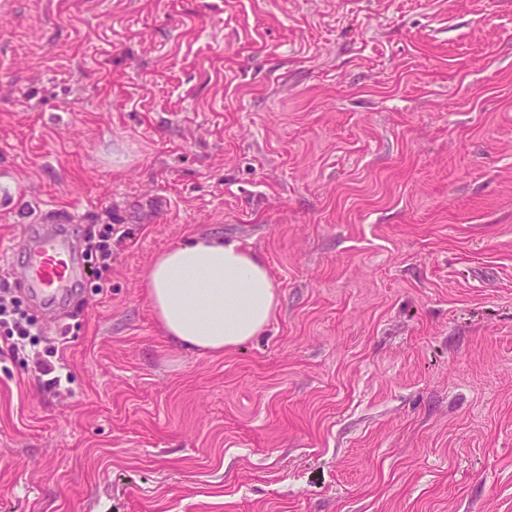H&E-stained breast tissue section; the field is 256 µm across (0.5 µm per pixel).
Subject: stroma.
I'll use <instances>...</instances> for the list:
<instances>
[{
  "label": "stroma",
  "mask_w": 512,
  "mask_h": 512,
  "mask_svg": "<svg viewBox=\"0 0 512 512\" xmlns=\"http://www.w3.org/2000/svg\"><path fill=\"white\" fill-rule=\"evenodd\" d=\"M114 225L0 354V512H512V0H0V244ZM278 281L222 355L144 289L191 236ZM106 234L98 236L96 241L90 244V258H93L92 268L108 269L112 264V225Z\"/></svg>",
  "instance_id": "1"
}]
</instances>
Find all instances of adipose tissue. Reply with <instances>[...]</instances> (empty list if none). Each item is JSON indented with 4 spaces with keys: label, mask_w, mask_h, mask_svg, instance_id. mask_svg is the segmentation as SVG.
<instances>
[{
    "label": "adipose tissue",
    "mask_w": 512,
    "mask_h": 512,
    "mask_svg": "<svg viewBox=\"0 0 512 512\" xmlns=\"http://www.w3.org/2000/svg\"><path fill=\"white\" fill-rule=\"evenodd\" d=\"M144 287L166 336L204 353L238 349L274 319L278 285L264 260L236 240L199 234L160 253Z\"/></svg>",
    "instance_id": "obj_1"
}]
</instances>
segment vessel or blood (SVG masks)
<instances>
[{"label": "vessel or blood", "mask_w": 512, "mask_h": 512, "mask_svg": "<svg viewBox=\"0 0 512 512\" xmlns=\"http://www.w3.org/2000/svg\"><path fill=\"white\" fill-rule=\"evenodd\" d=\"M26 260L21 267L23 281L35 293L62 296L82 274L71 252L56 234L41 233L25 242Z\"/></svg>", "instance_id": "obj_1"}]
</instances>
